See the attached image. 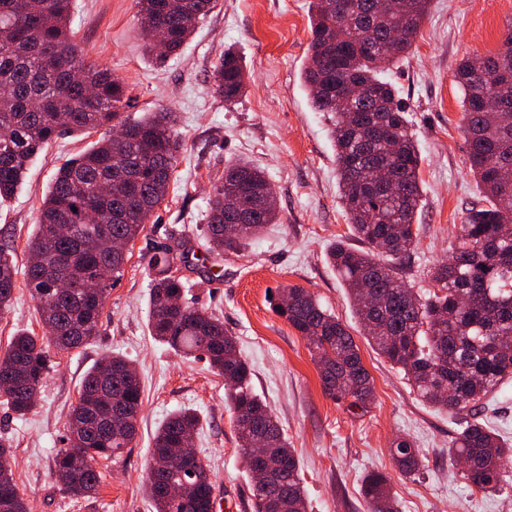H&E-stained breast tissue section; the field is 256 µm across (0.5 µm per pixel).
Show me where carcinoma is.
Here are the masks:
<instances>
[{
  "label": "carcinoma",
  "mask_w": 512,
  "mask_h": 512,
  "mask_svg": "<svg viewBox=\"0 0 512 512\" xmlns=\"http://www.w3.org/2000/svg\"><path fill=\"white\" fill-rule=\"evenodd\" d=\"M218 0H135L149 51L155 33L173 54L195 23ZM72 0H0V203L14 197L31 158L63 132L105 135L55 173L42 200L35 233L27 244L26 287L35 300L44 335L20 330L0 354V398L18 417L34 408L55 362L50 349L69 352L99 335V317L112 286L124 273L127 255L113 240L134 241L166 197L181 139L171 112L141 120L120 119L128 95L107 70L82 65L73 76L71 59L83 60L67 27ZM431 0H312L311 41L303 82L312 107L336 116L339 199L352 234L366 248L343 243L328 252L329 264L353 300L355 313L373 344L403 370L422 401L451 414H466L452 444L454 462L466 461L461 477L487 491L502 480V462L512 446L477 419V403L500 383L512 380V184L498 170L512 166V112L487 102L501 74L512 75V26L499 51L463 58L454 72L463 91V130L469 162L489 206L469 209L448 261L430 268L432 291L421 294L404 279L417 248L414 222L422 202L420 155L395 86L381 76L385 66L408 55ZM215 93L235 103L245 86L237 55L224 51L214 73ZM353 86L362 95L343 101ZM389 169L395 191L369 179ZM273 193L265 173L245 161L224 166L213 188L200 246L208 255L237 253L278 221L263 199ZM58 224L72 225L66 235ZM187 242L155 252L149 294L150 335L179 357L203 358L224 376L229 410L247 471L260 466L275 477L251 483L253 512H306L301 466L268 405L251 387L252 369L224 321L183 301V279L173 275L185 262ZM79 271L97 281L93 292L60 288L56 281ZM8 247L0 248V315L17 288ZM289 301L274 310L308 343L325 395L354 413L366 412L374 382L345 324L309 290L288 288ZM141 382L122 355L100 359L84 375L66 428V446L53 468L68 473L63 491L71 497L97 493L101 460L119 459L132 447L142 405ZM199 417L192 409L172 412L154 435L146 495L156 512H214L215 486L198 456L178 449L193 436ZM265 435L263 457L249 448ZM11 445L0 440V512H28L8 464ZM393 456L399 473L423 467L413 443L398 439ZM186 486L178 499L168 487ZM391 477L364 480L369 512H397Z\"/></svg>",
  "instance_id": "1"
}]
</instances>
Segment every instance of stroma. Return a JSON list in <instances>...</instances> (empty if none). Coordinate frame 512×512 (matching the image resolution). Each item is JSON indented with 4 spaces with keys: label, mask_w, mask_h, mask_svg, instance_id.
<instances>
[{
    "label": "stroma",
    "mask_w": 512,
    "mask_h": 512,
    "mask_svg": "<svg viewBox=\"0 0 512 512\" xmlns=\"http://www.w3.org/2000/svg\"><path fill=\"white\" fill-rule=\"evenodd\" d=\"M311 0H219L190 39L160 59L143 47L134 0H73L72 39L87 62L108 69L131 97L126 121L147 112H173L182 147L168 193L133 242L123 276L101 314L100 334L86 346L57 355L34 410L24 419L0 407V437L12 445L10 464L30 512H152L142 491L153 436L180 408L196 410L193 446L209 466L234 512H253L224 378L206 361L182 359L148 329L151 256L173 238L196 239L209 194L227 161L244 159L264 170L280 221L244 251L219 258L217 279L190 261L182 268L200 308L217 315L237 338L252 368V387L271 408L300 460L309 512H367L364 478L393 479L399 512H512V461L497 489L480 492L456 474L449 449L460 416L422 402L404 373L379 355L360 332L353 305L326 261L331 245L351 241L340 203L330 113L315 111L301 83L311 40ZM512 22V0H432L412 54L391 65L395 86L416 136L424 183L416 228L418 245L408 279L425 290L429 267L447 258L469 209L484 203L462 129L463 92L453 72L468 53L497 51ZM248 73L243 94L225 104L212 92V73L225 50ZM90 137L65 134L30 162L16 195L0 204V243L13 248L19 283L11 309L0 316V351L20 328L41 331L37 305L24 286L26 242L59 166L85 150ZM314 292L347 325L375 387L367 413L352 415L327 397L308 345L273 309L272 294L289 286ZM122 353L141 377L142 412L133 448L102 470L96 498L64 494L52 459L84 374L102 356ZM480 421L512 441V381L477 407ZM410 439L424 469L405 477L390 448Z\"/></svg>",
    "instance_id": "1"
}]
</instances>
